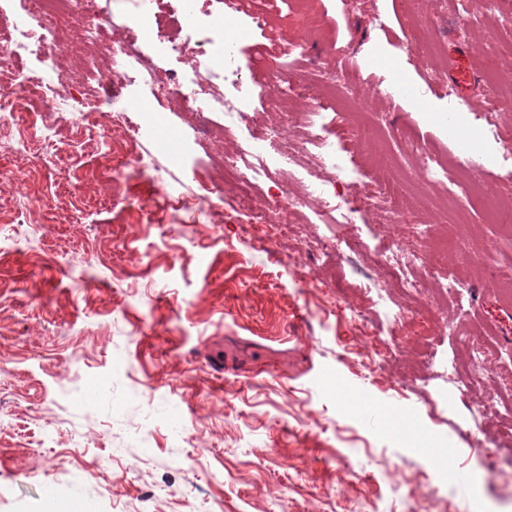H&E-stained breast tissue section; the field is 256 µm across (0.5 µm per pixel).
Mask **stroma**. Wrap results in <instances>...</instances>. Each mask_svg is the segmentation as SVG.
<instances>
[{
  "instance_id": "35a3bbf8",
  "label": "stroma",
  "mask_w": 512,
  "mask_h": 512,
  "mask_svg": "<svg viewBox=\"0 0 512 512\" xmlns=\"http://www.w3.org/2000/svg\"><path fill=\"white\" fill-rule=\"evenodd\" d=\"M0 8L47 31L25 69L58 68L76 101H119L144 128L0 121V512H512V476L485 464L512 461V412L487 408L512 403V236L493 221L512 211V97L491 127L452 128L443 91L462 55L478 105L487 64L512 70V0H212L185 30L197 64L219 58L209 38L231 14L252 90L220 145L223 113L196 108L223 83L159 102L75 44L100 23L122 45L128 0ZM310 24L288 73L310 94L280 100L278 65ZM414 33L434 56L407 49ZM277 126L293 174L243 195L224 160ZM320 140L341 166L317 162ZM453 159L485 195L419 178ZM323 182L361 206L359 246L301 200ZM378 189L397 213L367 205ZM405 264L419 294L390 281ZM482 350L494 359L461 393L448 364ZM38 12L63 9L73 13L81 14L88 10L92 3L90 0H35Z\"/></svg>"
}]
</instances>
